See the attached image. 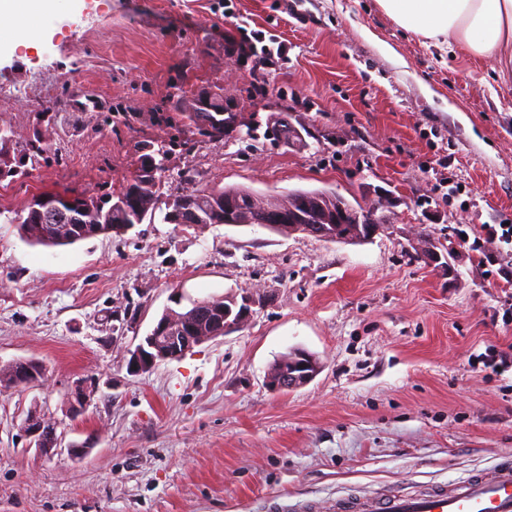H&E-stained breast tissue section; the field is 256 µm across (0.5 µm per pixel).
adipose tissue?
Segmentation results:
<instances>
[{"instance_id":"ef3b65f1","label":"adipose tissue","mask_w":512,"mask_h":512,"mask_svg":"<svg viewBox=\"0 0 512 512\" xmlns=\"http://www.w3.org/2000/svg\"><path fill=\"white\" fill-rule=\"evenodd\" d=\"M398 26L435 46H458L499 70L512 67V0H378ZM58 0H0V22L15 39L33 44L38 22L56 10Z\"/></svg>"}]
</instances>
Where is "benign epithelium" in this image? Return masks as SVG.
I'll list each match as a JSON object with an SVG mask.
<instances>
[{
	"instance_id": "obj_1",
	"label": "benign epithelium",
	"mask_w": 512,
	"mask_h": 512,
	"mask_svg": "<svg viewBox=\"0 0 512 512\" xmlns=\"http://www.w3.org/2000/svg\"><path fill=\"white\" fill-rule=\"evenodd\" d=\"M245 204L255 214L256 222L274 233L286 228L291 234L302 232L329 240L364 242L372 239L383 223L377 210L368 209L357 213L342 199L326 206L317 197L301 196L291 205L275 208L257 201L250 193H244L240 198H224V202L220 203L224 207V223L237 225L235 215ZM83 212L81 201L75 196L47 194L42 197L41 205L30 214L29 221L34 224L67 222L79 227ZM412 248L429 264L435 265L441 261L436 244L429 239L412 243ZM256 302L257 299L247 294L239 298L226 296L209 304L206 316L210 324L219 325L221 332L226 333L244 326L252 315V306ZM206 340L207 337L198 334L195 316L167 308L153 324L143 342L131 353L128 368L136 373L148 371L159 362L182 357ZM14 366L17 371L11 384L30 387L38 383L39 377L35 368L22 361L15 362ZM319 369V363L312 354L303 349H295L291 356L285 355L277 359L268 373L267 384L277 391L295 390L311 382ZM88 397L89 390L85 383L74 384L65 394L66 412L73 417L78 416ZM20 437L28 441V446L36 448L44 455H52L60 448L57 423L43 414L30 413L20 428Z\"/></svg>"
}]
</instances>
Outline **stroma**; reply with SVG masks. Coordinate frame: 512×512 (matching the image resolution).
Here are the masks:
<instances>
[{
    "label": "stroma",
    "instance_id": "stroma-1",
    "mask_svg": "<svg viewBox=\"0 0 512 512\" xmlns=\"http://www.w3.org/2000/svg\"><path fill=\"white\" fill-rule=\"evenodd\" d=\"M234 15L285 40L287 67L230 52ZM0 86L14 92L0 100L14 148L48 141L0 182V365L45 369L37 386L0 391V512H307L512 455V250L488 258L465 242L512 223L511 69L424 44L375 0H60L35 47L0 33ZM211 90L240 115L219 144L183 119ZM73 97L88 110L66 107ZM271 117L301 142L253 131ZM170 142L153 221L62 247L21 239L33 195L119 192L143 145ZM189 176L269 200L333 191L386 224L345 244L164 222ZM425 237L448 268L416 255ZM177 288L187 302H266L242 328L131 373ZM297 347L320 372L270 390L271 364ZM78 381L91 393L73 418ZM35 405L58 423L50 456L19 438ZM90 435L73 458L68 444ZM89 397L85 382H77L65 394L66 412L72 417L78 416L86 405Z\"/></svg>",
    "mask_w": 512,
    "mask_h": 512
}]
</instances>
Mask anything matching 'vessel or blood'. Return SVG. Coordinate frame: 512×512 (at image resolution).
Returning <instances> with one entry per match:
<instances>
[{"label":"vessel or blood","instance_id":"vessel-or-blood-1","mask_svg":"<svg viewBox=\"0 0 512 512\" xmlns=\"http://www.w3.org/2000/svg\"><path fill=\"white\" fill-rule=\"evenodd\" d=\"M333 512H512V456L491 474H471L450 488L436 487L421 494L363 496L339 499Z\"/></svg>","mask_w":512,"mask_h":512}]
</instances>
